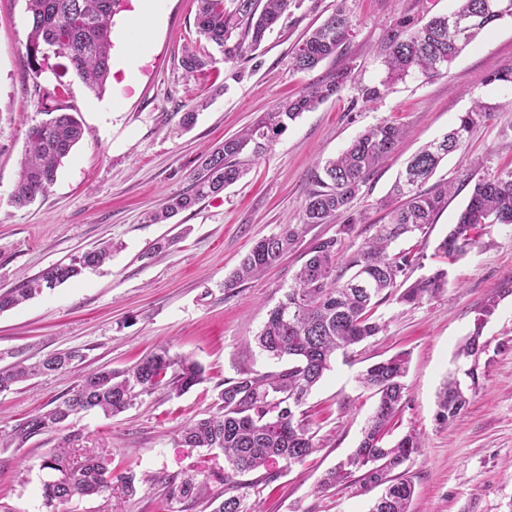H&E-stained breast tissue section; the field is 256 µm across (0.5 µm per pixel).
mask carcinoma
Returning a JSON list of instances; mask_svg holds the SVG:
<instances>
[{"mask_svg": "<svg viewBox=\"0 0 512 512\" xmlns=\"http://www.w3.org/2000/svg\"><path fill=\"white\" fill-rule=\"evenodd\" d=\"M114 0H27L30 30L27 36L28 65L41 70L45 52L66 59L82 82L95 94L105 90L110 74L111 26ZM197 32L214 45L225 62L242 60L257 50L293 0H197ZM512 15V0H457L450 15L436 16L413 31H396L388 38L385 59L386 78L371 87L359 86L362 98L373 101L384 94L389 82L415 72L426 78L442 74L448 64L490 24ZM349 34L346 10L337 9L297 47L290 65L297 71H311L336 54ZM215 63L205 50L189 51L182 60L185 74L204 71ZM351 81L344 68L326 81L318 82L298 95L274 104L263 119L227 138L206 156L192 177L191 191L171 196L150 217L160 224L188 210L201 200L235 183L250 162L260 156L269 143L287 128V122L314 110L340 93ZM45 101L49 119L30 128L28 149L20 163L13 202L25 206L47 192L54 183L64 158L82 139V123L65 103L66 88L35 90ZM489 116L481 102L459 118L458 125L438 140L422 147L407 163L393 191L405 199L389 212L390 220L363 240L351 253L344 251L345 240L356 234L361 217L350 216L339 225L336 235L315 238L306 252L307 259L296 274L294 284L268 313L256 336L258 348L288 365L276 372H243L217 394V412L178 429L185 448L218 449L227 469L224 483L235 493L222 501L209 492V481L196 474L165 482L175 512H188L202 500L216 504L212 512H254L247 505L248 490L275 481L268 472L253 482H237L234 476L256 471L275 460L286 465L302 463L317 452L322 443L307 420L304 406L312 389L329 370L336 352L346 355L353 346L377 335L384 323L376 316L378 307L390 297L403 305H416L439 295L448 285V270L408 282L419 265L415 246L393 250L400 239L424 232L448 204L452 184H440L425 193L421 186L440 161L458 150L466 135L479 121ZM402 138L401 127L381 123L361 133L336 158L326 162L323 173L315 176L314 187L304 200L301 224H286L277 233L260 239L246 253L224 287L234 289L259 278L265 270L291 250L310 226L325 224L349 208L360 187L376 166L395 149ZM512 224V170L491 179L477 181L456 224L437 246L440 256L452 264L481 244L486 228ZM112 245L94 247L69 264H54L19 288L0 293V312L53 289L81 275L84 270L106 263ZM512 290L504 288L479 310L474 328L465 338L458 355L474 359L482 353L485 323L498 304V298ZM83 359L79 348L54 352L27 363L23 360L0 368V392L39 375L63 376L74 362ZM409 357L398 353L369 366L359 377L363 387L377 396L374 411L362 437L348 458L328 470L314 488L317 494L338 487L355 485L365 492L382 488L369 512H409L413 485L400 468L419 453L422 441L409 432L393 445L385 442L389 426L401 410L403 378ZM203 380L199 363L172 356L162 346L143 357L126 371L94 370L82 376L66 398L46 411L21 419L11 430L0 433V447L26 443L50 430H59L71 417L92 410L106 416L120 414L142 395L167 387L180 395ZM468 403L461 382L451 376L438 394L437 416L453 421ZM69 454L55 448L45 468L60 473L43 486L45 506L57 507L73 499L99 496L112 479L108 460L89 457L82 463L66 465Z\"/></svg>", "mask_w": 512, "mask_h": 512, "instance_id": "obj_1", "label": "carcinoma"}]
</instances>
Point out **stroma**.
I'll return each mask as SVG.
<instances>
[{"label": "stroma", "instance_id": "1", "mask_svg": "<svg viewBox=\"0 0 512 512\" xmlns=\"http://www.w3.org/2000/svg\"><path fill=\"white\" fill-rule=\"evenodd\" d=\"M455 5V0H347L351 31L341 55L306 72L294 71L290 57L331 14L336 0H300L249 58L220 62L192 76L181 59L201 43L196 0H162L144 32L117 18L116 40L149 42L137 82L127 85L115 72L97 95L75 73L62 78L86 135L47 193L18 208L10 196L28 130L45 118L34 87L50 88L61 79L53 65L37 74L29 68L26 0H0V292L100 243L113 245L105 265L0 312V367L69 348L84 353L68 375L39 376L0 392V430L49 409L85 373L131 368L160 344L204 369L203 381L182 395L162 387L119 415L89 413L71 420L77 436L68 441L69 462L101 456L116 475L131 470L158 482L139 485L132 495L116 479L102 496L72 500L63 512H169L163 480L195 471L208 476L214 493H223V454L180 446L177 430L216 412L219 390L240 372L280 370V362L257 348L255 338L292 284L306 247L298 245L263 276L235 290H225V279L258 240L282 225L302 223L306 192L326 161L365 129L392 122L403 129L401 142L350 205V213L363 218L357 237L346 242L355 250L377 225L387 223L381 202L408 159L454 127L477 101L490 117L439 164L432 183L448 181L453 190L434 224L414 237L422 261L413 278L447 267L446 290L413 306L392 299L381 304L377 314L385 330L351 356H336L306 401L322 448L300 464L274 463L277 480L249 502L255 512H368L372 494L348 488L321 496L313 488L357 447L376 404L359 384V373L405 351L410 355L406 389L390 437L413 431L423 442L420 454L405 465L414 486L410 512H512V294L499 299L488 319L479 358L458 354L480 308L495 290L512 285V225L492 226L479 248L452 265L435 253L474 183L512 168V90L487 81L512 64V18L492 24L439 77L392 82L373 102L363 101L356 90L384 78L392 31L419 28ZM344 63L352 69V83L290 122L240 180L166 223L148 222L161 199L190 191L201 159L224 139ZM191 109L196 122L182 128L179 120ZM164 237L174 239V246L153 253ZM473 365L479 382L468 392L467 409L453 422L438 421L442 384ZM61 441L62 432L49 431L0 448V505L10 512H49L42 486L56 473L44 462Z\"/></svg>", "mask_w": 512, "mask_h": 512}]
</instances>
